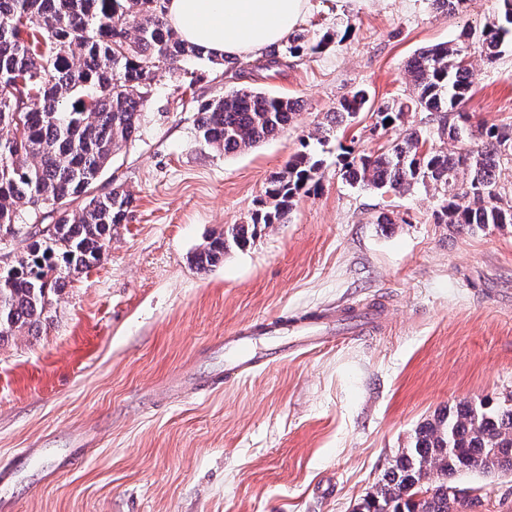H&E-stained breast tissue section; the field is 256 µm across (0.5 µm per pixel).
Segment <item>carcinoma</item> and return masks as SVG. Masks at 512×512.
<instances>
[{
	"instance_id": "cac0c4a2",
	"label": "carcinoma",
	"mask_w": 512,
	"mask_h": 512,
	"mask_svg": "<svg viewBox=\"0 0 512 512\" xmlns=\"http://www.w3.org/2000/svg\"><path fill=\"white\" fill-rule=\"evenodd\" d=\"M496 2L481 27L407 62L405 99L375 108L367 91L357 89L326 113L318 133L367 109L385 130L404 125L410 112L437 122L407 128L378 150L343 161V179L398 193L429 188L438 197L437 223L459 232L512 224V189L501 182L502 168L512 164V122L474 127L465 110L475 79L471 55L495 65L512 34V0ZM320 47L299 32L288 36L286 51L271 49L246 70L226 57L208 60L257 78ZM202 57L169 24L166 0H0V242L8 237L22 246L0 274V341L38 329L51 293L101 261L112 226L123 223L132 200L119 186L97 193V181L113 154L136 138L158 78ZM296 111L288 97L236 89L201 105L197 129L206 145L231 153L276 136ZM436 139L452 147L423 150ZM321 168L309 152L290 155L267 180L249 222L229 226L196 253L198 268L216 266L232 246L246 247L258 225L283 223L295 198L318 184ZM78 198L83 206L68 209ZM40 202L59 206L45 239L28 232ZM424 468L429 478L422 484ZM474 471H512V402L460 401L421 424L356 512H467L479 497L454 482Z\"/></svg>"
}]
</instances>
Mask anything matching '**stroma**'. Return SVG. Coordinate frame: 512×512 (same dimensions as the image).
I'll return each mask as SVG.
<instances>
[{"instance_id":"1","label":"stroma","mask_w":512,"mask_h":512,"mask_svg":"<svg viewBox=\"0 0 512 512\" xmlns=\"http://www.w3.org/2000/svg\"><path fill=\"white\" fill-rule=\"evenodd\" d=\"M494 0L464 12L431 0H310L301 24L317 52L236 80L205 59L158 79L139 133L104 171L133 203L96 266L52 297L38 331L0 342V466L36 454L0 485L15 512H354L415 430L461 401L512 397V227L459 234L438 201L342 180L346 151L395 130L364 112L316 140L315 125L363 87L404 99L405 66L458 38ZM473 122L512 121V45L494 67L472 55ZM243 87L298 100L277 137L234 154L199 137L202 103ZM323 162L315 192L284 223L199 270L194 255L246 223L290 154ZM373 317L325 344L194 392L224 367L231 332L325 310ZM473 512H512V473L460 475Z\"/></svg>"}]
</instances>
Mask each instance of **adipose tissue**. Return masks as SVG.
I'll list each match as a JSON object with an SVG mask.
<instances>
[{
	"instance_id": "ef3b65f1",
	"label": "adipose tissue",
	"mask_w": 512,
	"mask_h": 512,
	"mask_svg": "<svg viewBox=\"0 0 512 512\" xmlns=\"http://www.w3.org/2000/svg\"><path fill=\"white\" fill-rule=\"evenodd\" d=\"M309 0H168L167 19L183 40L213 56L260 57L302 23Z\"/></svg>"
}]
</instances>
